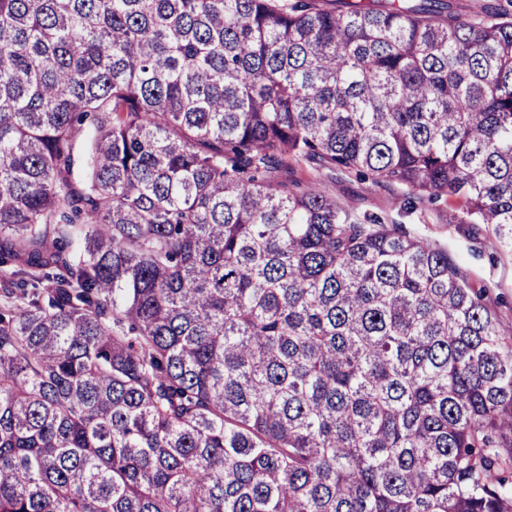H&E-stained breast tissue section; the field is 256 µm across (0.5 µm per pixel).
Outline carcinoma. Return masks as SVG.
Listing matches in <instances>:
<instances>
[{
    "label": "carcinoma",
    "instance_id": "1",
    "mask_svg": "<svg viewBox=\"0 0 512 512\" xmlns=\"http://www.w3.org/2000/svg\"><path fill=\"white\" fill-rule=\"evenodd\" d=\"M289 157L512 228V0H0V512H512L484 291Z\"/></svg>",
    "mask_w": 512,
    "mask_h": 512
}]
</instances>
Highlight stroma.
Returning a JSON list of instances; mask_svg holds the SVG:
<instances>
[{
  "mask_svg": "<svg viewBox=\"0 0 512 512\" xmlns=\"http://www.w3.org/2000/svg\"><path fill=\"white\" fill-rule=\"evenodd\" d=\"M270 178L286 182L290 190L298 192L324 185L356 217H377L389 227L447 251L471 286L484 290L485 300L505 332H512V241L500 237L491 226L464 223L458 200L443 197L433 203L412 205L407 190L398 184L304 161H288Z\"/></svg>",
  "mask_w": 512,
  "mask_h": 512,
  "instance_id": "obj_1",
  "label": "stroma"
}]
</instances>
